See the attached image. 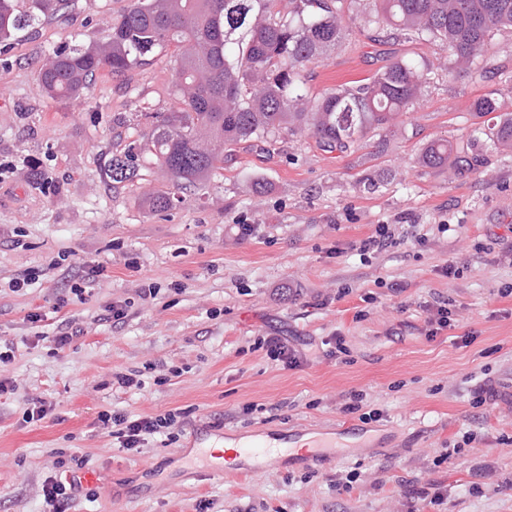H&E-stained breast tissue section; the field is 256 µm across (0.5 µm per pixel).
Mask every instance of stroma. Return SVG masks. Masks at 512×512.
<instances>
[{"label": "stroma", "instance_id": "35a3bbf8", "mask_svg": "<svg viewBox=\"0 0 512 512\" xmlns=\"http://www.w3.org/2000/svg\"><path fill=\"white\" fill-rule=\"evenodd\" d=\"M127 5L74 0L0 52V347L14 350L0 379L15 384L0 395V512H44V486L67 470L97 480L66 512H512V152L416 162L427 142L468 135L476 99L512 113L499 78L512 72V29L494 31L485 57L452 80L434 42L350 32L304 70L307 89L370 77L402 55L433 63L403 137L336 156L284 133L225 156L221 182L189 204L155 211L104 166L143 104L172 106L173 57L100 77L76 99H51L38 79L53 48L103 40ZM257 177L267 193L249 192ZM383 224L385 245L360 252ZM17 277L29 284L15 292ZM148 286L157 296L145 301ZM116 301L127 305L117 323L106 318ZM441 307L451 325L433 336ZM64 319L83 334L59 351L48 337ZM262 336L287 338L299 367L269 359ZM116 371L143 388L113 385ZM357 394L378 420L345 412ZM39 400L46 417L24 422ZM175 409L173 443L150 438L134 453L98 420ZM348 425L378 444L247 477L222 463L187 469L177 455L192 441Z\"/></svg>", "mask_w": 512, "mask_h": 512}]
</instances>
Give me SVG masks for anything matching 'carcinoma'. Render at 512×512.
Wrapping results in <instances>:
<instances>
[{"label":"carcinoma","instance_id":"1","mask_svg":"<svg viewBox=\"0 0 512 512\" xmlns=\"http://www.w3.org/2000/svg\"><path fill=\"white\" fill-rule=\"evenodd\" d=\"M129 0L100 42H67L49 55L38 77L53 99L84 95L94 78L114 77L173 51L174 111L144 107L145 146L134 140L108 159L116 183L139 179L144 163L167 179L149 190L155 211L188 202L195 190L224 177V150L251 142L272 144L281 131L309 133L320 150L339 155L369 135L394 136L400 118L424 96L425 65L401 58L373 76L310 96L304 68L342 38L353 17L343 0ZM70 0H0V44L57 17ZM368 25L391 39L433 40L448 52V77L488 50V37L512 28V0H369ZM478 133L493 147L512 150V114L496 99L472 105ZM469 162L467 146L433 140L418 155L423 167Z\"/></svg>","mask_w":512,"mask_h":512}]
</instances>
